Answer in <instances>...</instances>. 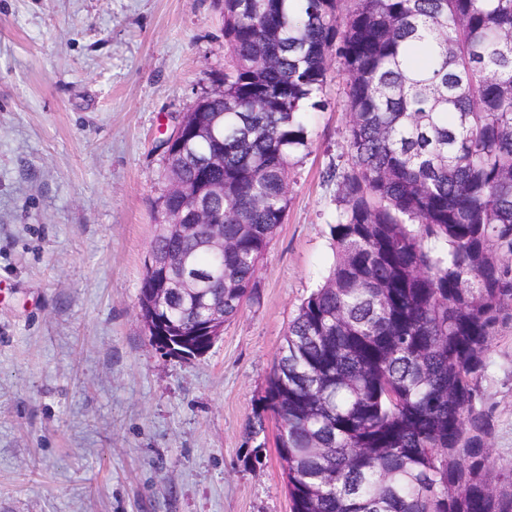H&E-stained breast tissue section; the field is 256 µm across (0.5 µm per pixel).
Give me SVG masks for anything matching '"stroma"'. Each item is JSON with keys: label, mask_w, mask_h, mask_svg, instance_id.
I'll return each mask as SVG.
<instances>
[{"label": "stroma", "mask_w": 512, "mask_h": 512, "mask_svg": "<svg viewBox=\"0 0 512 512\" xmlns=\"http://www.w3.org/2000/svg\"><path fill=\"white\" fill-rule=\"evenodd\" d=\"M214 0H0V512H290L275 448L243 432L289 322L333 261L345 82L245 303L204 355L152 346L138 298L161 140L223 73ZM512 467V320L483 383Z\"/></svg>", "instance_id": "35a3bbf8"}]
</instances>
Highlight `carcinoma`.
Listing matches in <instances>:
<instances>
[{
    "label": "carcinoma",
    "instance_id": "1",
    "mask_svg": "<svg viewBox=\"0 0 512 512\" xmlns=\"http://www.w3.org/2000/svg\"><path fill=\"white\" fill-rule=\"evenodd\" d=\"M229 52L200 121L218 120L224 254L208 227L154 234L197 292L164 317L193 329L258 298L288 177L329 106L340 59L351 167L339 182L329 275L291 320L247 441L278 425L291 512H512L491 463L483 382L512 320V0H216ZM216 148L164 170L195 186Z\"/></svg>",
    "mask_w": 512,
    "mask_h": 512
}]
</instances>
